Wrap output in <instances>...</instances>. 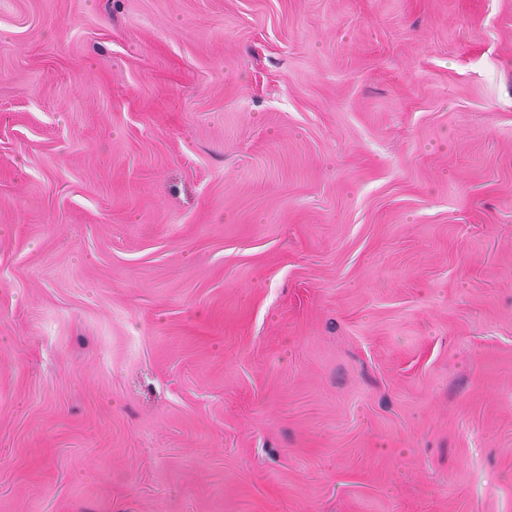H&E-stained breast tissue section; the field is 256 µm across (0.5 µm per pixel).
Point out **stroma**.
I'll return each mask as SVG.
<instances>
[{"mask_svg":"<svg viewBox=\"0 0 512 512\" xmlns=\"http://www.w3.org/2000/svg\"><path fill=\"white\" fill-rule=\"evenodd\" d=\"M0 512H512V0H0Z\"/></svg>","mask_w":512,"mask_h":512,"instance_id":"stroma-1","label":"stroma"}]
</instances>
